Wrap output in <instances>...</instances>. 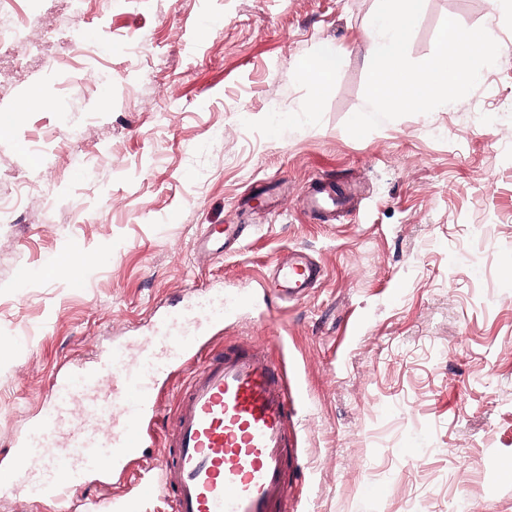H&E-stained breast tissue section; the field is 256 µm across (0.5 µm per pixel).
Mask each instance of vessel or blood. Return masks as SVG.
<instances>
[{"instance_id":"vessel-or-blood-1","label":"vessel or blood","mask_w":512,"mask_h":512,"mask_svg":"<svg viewBox=\"0 0 512 512\" xmlns=\"http://www.w3.org/2000/svg\"><path fill=\"white\" fill-rule=\"evenodd\" d=\"M331 201L319 182L304 198L313 216L323 218ZM241 233L238 225L214 227L199 247L227 253ZM323 276L314 260L299 254L270 266L263 281L284 306L305 297ZM250 299L243 292L188 303L159 317L135 343H114L94 365L55 373L39 416L11 453L0 456V491L28 470L31 497L70 498L92 474L125 471L148 438L161 381L194 358L168 452L139 497L171 495L173 512H288V466L297 462L298 448L294 402L282 373L265 355L239 346L209 349L216 330ZM106 375L112 378L107 387ZM78 401L111 420L106 434L67 429Z\"/></svg>"}]
</instances>
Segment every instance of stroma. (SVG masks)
<instances>
[{
  "instance_id": "obj_1",
  "label": "stroma",
  "mask_w": 512,
  "mask_h": 512,
  "mask_svg": "<svg viewBox=\"0 0 512 512\" xmlns=\"http://www.w3.org/2000/svg\"><path fill=\"white\" fill-rule=\"evenodd\" d=\"M376 0H21L30 49L0 55V113L29 86L48 103L0 131V454L37 417L51 374L92 365L155 307L253 291L215 348L274 356L299 393L292 512H512V12L424 0L408 56L442 21L503 46L448 108L357 139L363 42ZM342 66L316 111L303 62ZM348 196L332 222L302 196ZM211 224H253L241 249L198 253ZM301 251L321 283L285 307L258 284ZM87 258L79 283L54 267ZM188 366L160 389L133 469L90 476L65 504L26 479L0 512H88L130 499L167 452Z\"/></svg>"
}]
</instances>
